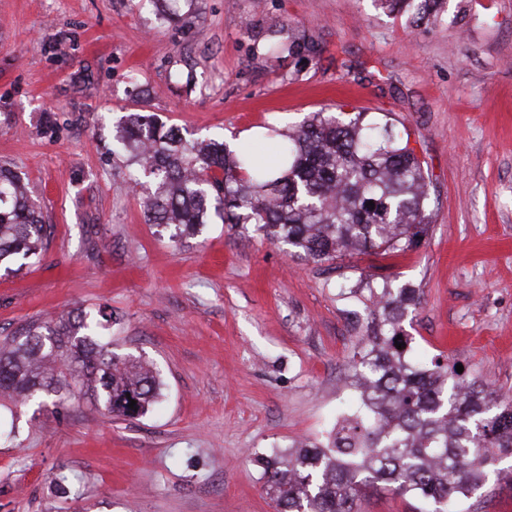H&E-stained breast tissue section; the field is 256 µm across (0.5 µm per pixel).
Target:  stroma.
Wrapping results in <instances>:
<instances>
[{
    "instance_id": "obj_1",
    "label": "stroma",
    "mask_w": 512,
    "mask_h": 512,
    "mask_svg": "<svg viewBox=\"0 0 512 512\" xmlns=\"http://www.w3.org/2000/svg\"><path fill=\"white\" fill-rule=\"evenodd\" d=\"M459 0L410 26L374 0H0V166L39 200L47 251L0 271V340L105 308L119 354L163 396L123 421L0 405V512H274L255 458L315 438L356 397L339 382L367 329L371 264L421 293L411 355L512 394V0ZM292 37L303 49L271 53ZM389 117L429 174L414 249L314 263L225 224L170 241L147 223L112 138L141 112L261 161L337 105ZM65 468L79 490L49 474Z\"/></svg>"
}]
</instances>
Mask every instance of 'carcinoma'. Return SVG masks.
Returning a JSON list of instances; mask_svg holds the SVG:
<instances>
[{
  "mask_svg": "<svg viewBox=\"0 0 512 512\" xmlns=\"http://www.w3.org/2000/svg\"><path fill=\"white\" fill-rule=\"evenodd\" d=\"M378 2L410 11L418 23L442 12L444 0ZM363 116L311 113L284 135L274 168L254 164L243 146L188 139L137 112L115 153L127 156L129 178L146 194L148 222L173 229L174 238L218 219L317 263L343 252L378 257L426 234L428 183L409 138ZM47 231L21 178L0 167V267L45 251ZM363 278L365 287L348 292L369 318L348 362L358 404L325 438L257 457L262 489L277 512H357L371 487L431 502L432 512H461L512 457V395H494L441 356L414 362L403 321L419 305V289ZM85 317L69 311L1 342L0 398L51 415L84 398L123 420L145 416L160 395L159 370L112 351V340L93 334Z\"/></svg>",
  "mask_w": 512,
  "mask_h": 512,
  "instance_id": "carcinoma-1",
  "label": "carcinoma"
}]
</instances>
